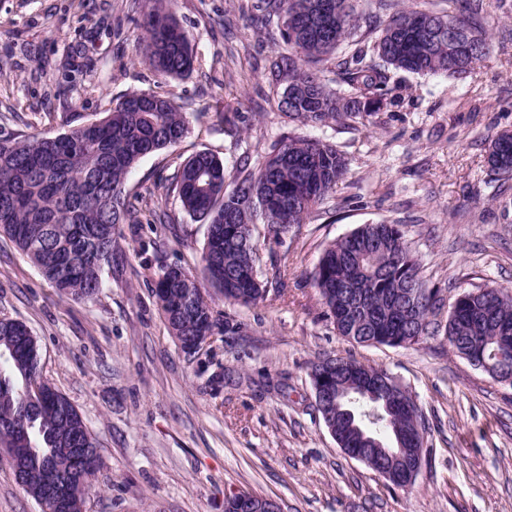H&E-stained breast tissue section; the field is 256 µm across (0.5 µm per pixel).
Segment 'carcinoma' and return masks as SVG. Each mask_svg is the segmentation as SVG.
Listing matches in <instances>:
<instances>
[{"instance_id": "carcinoma-1", "label": "carcinoma", "mask_w": 512, "mask_h": 512, "mask_svg": "<svg viewBox=\"0 0 512 512\" xmlns=\"http://www.w3.org/2000/svg\"><path fill=\"white\" fill-rule=\"evenodd\" d=\"M145 0L146 58L164 76H182L193 66V51L176 21ZM257 11L275 25L286 52L273 59L267 80L276 89L278 111L302 125L342 123L362 113L384 111L399 71L460 78L486 56L489 43L466 39L477 30L475 15L403 9L379 0L361 17L353 0H258ZM378 19L380 35L371 45L342 55L337 49L354 36L360 20ZM330 61L329 84L317 65ZM188 121L174 100L148 92L126 94L107 116L62 136L28 135L0 141V233L7 235L65 297L94 299L104 272H112L119 225L133 212L125 180L134 165L158 150L177 145ZM488 163L497 175L512 176V132L488 143ZM344 154L330 143L289 138L259 169L243 159L232 168L207 151L177 170L175 189L183 209L206 221L203 272L228 301L245 305L264 294L253 227L266 226L275 241L302 224L343 180ZM314 287L336 326L356 330L359 342H416L445 327L448 346L473 353L495 367L512 368V293L490 287L458 294L448 320H433L444 307L439 291L425 285L419 262L398 224H364L325 248L312 274ZM156 294L175 336L213 335L215 323L198 281L178 267L165 269ZM26 325L0 320V447L27 430V462L12 461L14 473L47 463L63 473L62 495L70 512H83L82 488L90 487L97 462L73 461L61 450L63 438L96 450L81 415L60 392L46 387L34 403L31 384L41 379L39 355L20 352ZM340 400L336 439L345 448L411 447L419 409L395 410L390 395L353 386Z\"/></svg>"}]
</instances>
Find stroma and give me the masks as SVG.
<instances>
[{
    "instance_id": "obj_1",
    "label": "stroma",
    "mask_w": 512,
    "mask_h": 512,
    "mask_svg": "<svg viewBox=\"0 0 512 512\" xmlns=\"http://www.w3.org/2000/svg\"><path fill=\"white\" fill-rule=\"evenodd\" d=\"M254 0H165L194 50L187 74L145 59L141 0H0V135L56 136L101 120L119 99H174L189 122L125 187L139 221L94 300L58 294L0 235V319L37 339L42 378L82 416L99 464L83 512H224L225 495L274 499L280 512H512V385L453 354L444 334L391 347L340 336L312 282L323 250L364 224L401 225L428 286L446 301L512 291V177L486 143L512 131V0H484L492 49L462 79L395 75L386 111L326 127L287 121L266 80L284 44ZM315 137L348 172L282 244L255 225L263 300L202 292L216 328L182 351L155 293L165 268L202 273L207 225L173 188L181 163L208 151L258 166L283 138ZM327 356L384 368L426 426L422 469L393 485L338 447L315 408L310 366ZM0 512H41L0 455Z\"/></svg>"
}]
</instances>
